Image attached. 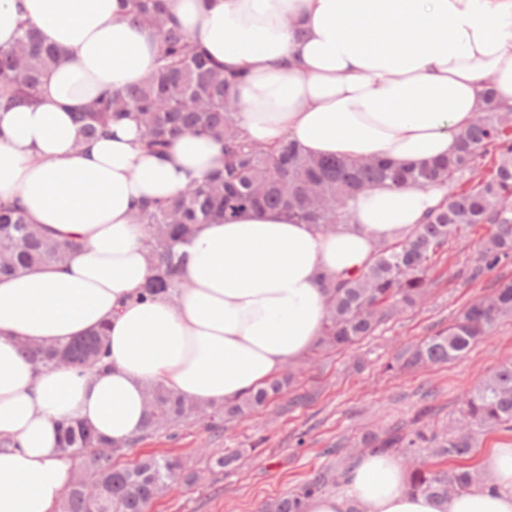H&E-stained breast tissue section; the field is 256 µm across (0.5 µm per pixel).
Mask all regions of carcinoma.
<instances>
[{
  "instance_id": "cac0c4a2",
  "label": "carcinoma",
  "mask_w": 512,
  "mask_h": 512,
  "mask_svg": "<svg viewBox=\"0 0 512 512\" xmlns=\"http://www.w3.org/2000/svg\"><path fill=\"white\" fill-rule=\"evenodd\" d=\"M128 17L159 40L155 70L125 91H102L76 112L83 138L109 132L112 121L131 113L143 127L147 151L162 158L184 135H204L221 146L222 167L170 200L142 203L134 219L146 228L144 245L152 274L139 293L142 300L173 298L184 288V255L178 246L199 226L224 223L247 210L277 209L297 221L331 232L349 223L353 197L379 185L419 189L450 187L447 203L429 212L423 223L402 241L379 247L359 275L338 284L329 282L328 317L319 347L344 348L373 335L395 311L416 304L426 293V272L448 244L477 224L491 225L481 251L485 269L512 254V108L497 102L492 85L482 94L479 115L460 132L454 155L418 168L394 167L384 161L365 163L338 157L314 156L288 139L270 144L250 141L238 124L235 88L244 75L224 72L194 39L171 21L165 0H129ZM9 48L0 47V109L37 102L43 75L60 57L42 45L28 22ZM76 242L53 241L32 224L17 202L0 204V276L36 266L60 265L77 249ZM512 316V282L476 300L444 332L427 338L406 358V365L445 363L462 357L477 342L492 335L496 324ZM104 329L93 330L56 347L28 344L23 352L39 369H53L60 356L74 368H90L107 358ZM286 372L268 387L222 405L224 421L247 420L288 386ZM209 415V407L158 384L149 390L144 432L191 423ZM414 419L383 434L369 432L362 443L372 454L400 453L411 459L429 449L433 456L456 462L452 467L409 462V490L434 499L484 485L467 464L476 448V435L494 429L512 431V363H505L478 382L462 399L461 427L439 433ZM60 448L70 454L77 472L59 512H147L150 503L183 478L181 462L148 455L134 464L112 461L117 447L80 423L61 425ZM98 487L95 503L86 500L81 485ZM345 473L327 466L299 491L264 504L261 512H305L306 502L328 489L342 486Z\"/></svg>"
}]
</instances>
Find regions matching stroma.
<instances>
[{
    "label": "stroma",
    "instance_id": "35a3bbf8",
    "mask_svg": "<svg viewBox=\"0 0 512 512\" xmlns=\"http://www.w3.org/2000/svg\"><path fill=\"white\" fill-rule=\"evenodd\" d=\"M489 232V225L480 224L450 240L432 262L426 300L391 317L374 336L295 362L290 393L306 395L302 405L285 410L276 402L249 422L220 429L183 426L122 449L117 463L167 453L197 476L194 483L172 485L149 512H259L265 501L296 491L328 463L349 470L363 453V432L410 422L424 407L432 424L455 428L463 394L512 361V319L450 363L397 370L393 362L399 351L446 329L498 282L512 280V257L492 271L475 272ZM235 450L240 457L231 467H215L216 458Z\"/></svg>",
    "mask_w": 512,
    "mask_h": 512
}]
</instances>
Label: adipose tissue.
I'll list each match as a JSON object with an SVG mask.
<instances>
[{"label": "adipose tissue", "instance_id": "obj_1", "mask_svg": "<svg viewBox=\"0 0 512 512\" xmlns=\"http://www.w3.org/2000/svg\"><path fill=\"white\" fill-rule=\"evenodd\" d=\"M177 23L225 69L247 136L287 137L317 156L420 166L455 153L485 81L512 106V0H168ZM122 0H0V46L29 21L61 58L33 105L0 109V203L82 248L61 266L0 279V512H53L75 463L58 427L76 420L113 444L143 429L151 387L217 405L278 378L320 338L324 279L358 274L380 244L403 240L441 188L378 186L331 233L277 211L201 225L184 244L176 301H138L151 274L131 214L220 167L218 143L142 146L136 121L79 143L72 114L152 72L158 45L122 18ZM107 329V366L39 370L21 343L54 345ZM485 486L439 501L408 490L399 458L366 454L342 496L306 512H512V444L483 459Z\"/></svg>", "mask_w": 512, "mask_h": 512}]
</instances>
